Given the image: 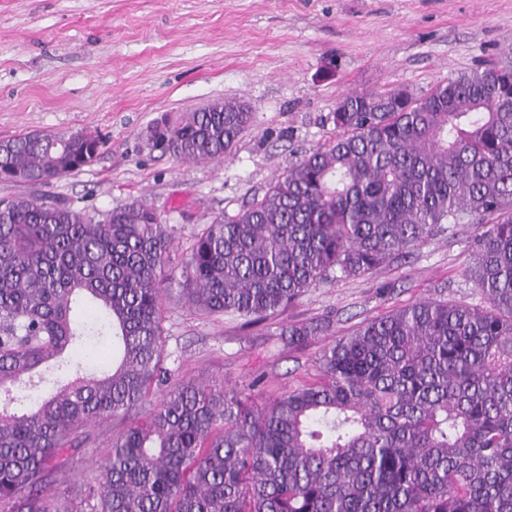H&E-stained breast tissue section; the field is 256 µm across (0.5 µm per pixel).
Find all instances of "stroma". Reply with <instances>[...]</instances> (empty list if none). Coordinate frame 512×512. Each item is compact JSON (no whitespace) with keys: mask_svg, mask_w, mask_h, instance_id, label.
I'll use <instances>...</instances> for the list:
<instances>
[{"mask_svg":"<svg viewBox=\"0 0 512 512\" xmlns=\"http://www.w3.org/2000/svg\"><path fill=\"white\" fill-rule=\"evenodd\" d=\"M512 45V0H0V140L33 132L92 133L99 158L51 184L0 182V200L51 196L90 211L151 204L174 228L169 267L181 271L193 235L237 213L306 152L336 135L349 92L397 87L422 94L483 68ZM216 99L253 119L223 162L181 161L146 139L161 118ZM477 228L451 224L407 257L305 293L247 328L233 315L164 300L166 365L176 380L243 389L263 376L271 399L314 374L322 349L361 322L419 299L481 303L460 271ZM330 322L289 347L288 322ZM127 425L90 427L51 472L69 512H91L93 462Z\"/></svg>","mask_w":512,"mask_h":512,"instance_id":"obj_1","label":"stroma"}]
</instances>
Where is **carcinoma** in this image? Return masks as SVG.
Here are the masks:
<instances>
[{
    "instance_id": "obj_1",
    "label": "carcinoma",
    "mask_w": 512,
    "mask_h": 512,
    "mask_svg": "<svg viewBox=\"0 0 512 512\" xmlns=\"http://www.w3.org/2000/svg\"><path fill=\"white\" fill-rule=\"evenodd\" d=\"M512 48L427 92L346 95L336 137L261 198L195 234L180 280L160 213L97 216L47 197L0 201V512H68L51 464L114 417L93 512H512ZM252 118L215 100L161 131L179 160L229 154ZM91 133L0 146V181L48 185L93 163ZM480 229L462 275L485 304L419 300L325 347L264 403L174 382L164 297L252 326L328 279L377 270L446 224ZM330 324L290 323L301 345ZM112 337V352L63 357Z\"/></svg>"
}]
</instances>
